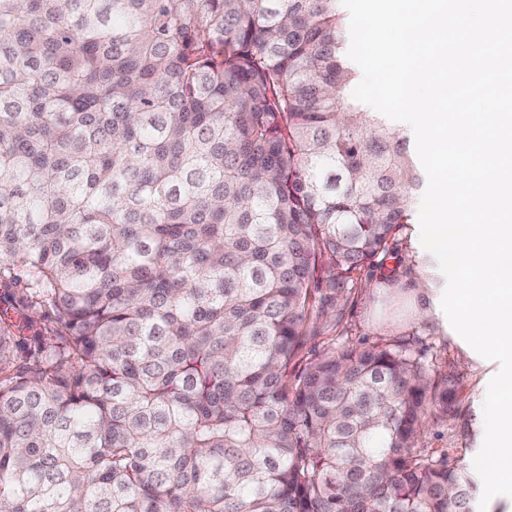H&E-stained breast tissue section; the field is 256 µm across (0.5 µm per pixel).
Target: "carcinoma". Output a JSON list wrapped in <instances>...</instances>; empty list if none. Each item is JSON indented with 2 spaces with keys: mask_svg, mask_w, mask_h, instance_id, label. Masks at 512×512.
I'll use <instances>...</instances> for the list:
<instances>
[{
  "mask_svg": "<svg viewBox=\"0 0 512 512\" xmlns=\"http://www.w3.org/2000/svg\"><path fill=\"white\" fill-rule=\"evenodd\" d=\"M339 2L0 0V512H473L416 338L297 360L418 285Z\"/></svg>",
  "mask_w": 512,
  "mask_h": 512,
  "instance_id": "obj_1",
  "label": "carcinoma"
}]
</instances>
